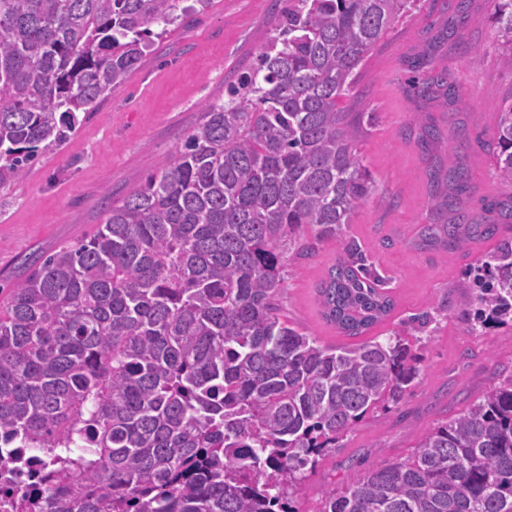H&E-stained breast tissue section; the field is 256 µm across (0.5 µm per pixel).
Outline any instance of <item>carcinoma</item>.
Wrapping results in <instances>:
<instances>
[{
	"mask_svg": "<svg viewBox=\"0 0 512 512\" xmlns=\"http://www.w3.org/2000/svg\"><path fill=\"white\" fill-rule=\"evenodd\" d=\"M0 0V186L78 113L125 84L152 38L210 0ZM512 63V0H487ZM414 0H288L255 67L203 106L161 168L95 233L0 288V448H27L41 512H295L289 500L367 414L418 376L400 334L326 346L288 322L286 263L345 242L319 283L325 320L358 338L394 301L355 241L373 182L347 112L359 67ZM413 61L419 100L457 102ZM428 155L442 142L416 121ZM496 174L512 181V100ZM423 241L460 249L498 225L466 208L468 170L427 167ZM475 321L512 316V246L470 272ZM318 512H512V377L427 431L403 461L327 491Z\"/></svg>",
	"mask_w": 512,
	"mask_h": 512,
	"instance_id": "obj_1",
	"label": "carcinoma"
}]
</instances>
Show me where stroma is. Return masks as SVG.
Returning a JSON list of instances; mask_svg holds the SVG:
<instances>
[{"label":"stroma","mask_w":512,"mask_h":512,"mask_svg":"<svg viewBox=\"0 0 512 512\" xmlns=\"http://www.w3.org/2000/svg\"><path fill=\"white\" fill-rule=\"evenodd\" d=\"M287 4L211 0L157 43L125 85L80 115L73 135L40 151L19 182L0 189V286L21 280L36 257L92 235L104 208L138 189L184 142L200 123L203 104L223 101L225 88L249 70ZM447 27L458 35L436 51L432 66L459 86L463 101L457 106L418 100L405 90L409 59ZM511 96L512 65L485 0H472L464 18L456 0H421L368 57L348 105L375 115L358 143L374 187L347 235L386 278L396 301L392 315L370 334L385 338L425 312L431 322L409 336L418 367L411 389L399 404L364 417L343 448L320 460L295 496L298 512H315L323 490L351 471L406 459L428 429L460 413L488 384L512 376V322L471 332L466 278L482 257L512 245V229L459 250L417 248L418 231L428 221L429 161L409 136L418 117L439 125L444 141L436 156L445 167H467V208L495 221L493 204L512 198V184L497 177L492 159L499 107ZM342 248L340 241H323L287 267L283 312L325 345L344 338L322 317L316 288Z\"/></svg>","instance_id":"35a3bbf8"}]
</instances>
